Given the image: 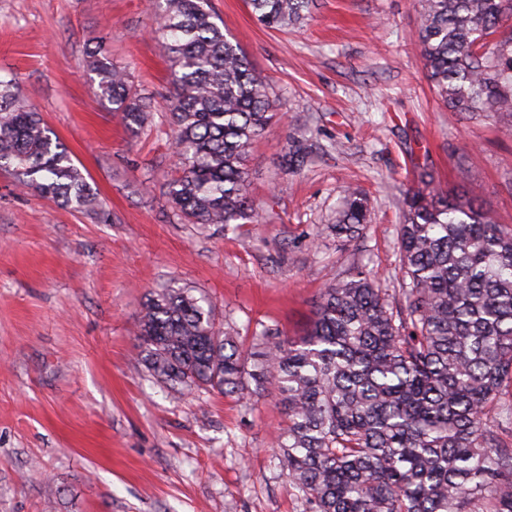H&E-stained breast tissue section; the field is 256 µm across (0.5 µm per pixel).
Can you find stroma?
<instances>
[{
  "mask_svg": "<svg viewBox=\"0 0 512 512\" xmlns=\"http://www.w3.org/2000/svg\"><path fill=\"white\" fill-rule=\"evenodd\" d=\"M210 4L277 104L248 159L258 221L229 233L180 223L168 203L170 64L148 0H0V77H16L103 204L65 208L0 168V512H305L276 446L274 386L174 389L138 364L149 293L192 289L247 351L262 324L303 335L352 263L398 287L396 203L421 167L477 188L512 225L506 120L449 118L416 0H314L288 31L247 0ZM94 48L152 100L151 129L123 127L100 100ZM293 137L308 152L291 168ZM349 186L373 209L363 236L340 242L324 228Z\"/></svg>",
  "mask_w": 512,
  "mask_h": 512,
  "instance_id": "1",
  "label": "stroma"
}]
</instances>
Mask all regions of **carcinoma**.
Masks as SVG:
<instances>
[{"mask_svg": "<svg viewBox=\"0 0 512 512\" xmlns=\"http://www.w3.org/2000/svg\"><path fill=\"white\" fill-rule=\"evenodd\" d=\"M313 0H249L286 30ZM154 33L172 62L169 107L178 161L167 195L183 224L257 221L245 167L274 100L208 0H151ZM422 62L451 115L512 117V0H417ZM100 96L127 128L153 119L125 70L87 54ZM75 211L97 196L40 113L0 79V168ZM454 193L433 172L399 202V298L353 265L322 289L305 335L264 325L249 364L210 305L186 288L152 292L138 319L139 362L183 388L232 397L249 377L276 385L288 419L277 442L306 512H512V225ZM371 198L348 190L326 231L351 240Z\"/></svg>", "mask_w": 512, "mask_h": 512, "instance_id": "carcinoma-1", "label": "carcinoma"}]
</instances>
